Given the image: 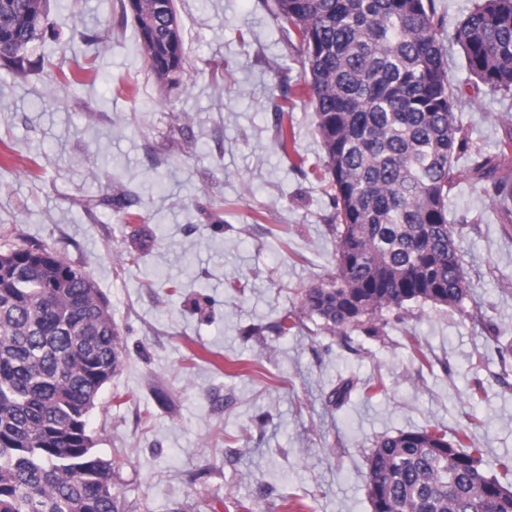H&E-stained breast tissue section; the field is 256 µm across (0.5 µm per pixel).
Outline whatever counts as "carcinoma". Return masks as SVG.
<instances>
[{
	"instance_id": "obj_1",
	"label": "carcinoma",
	"mask_w": 512,
	"mask_h": 512,
	"mask_svg": "<svg viewBox=\"0 0 512 512\" xmlns=\"http://www.w3.org/2000/svg\"><path fill=\"white\" fill-rule=\"evenodd\" d=\"M166 0H122L150 73L175 84L185 56ZM304 57L323 174L336 213V272L305 291L309 317L342 336H380L385 310L408 302L460 308L469 280L448 221L461 148L443 25L432 0H273ZM47 0H0L6 66L41 36ZM470 76L512 100V0H478L448 36ZM512 214V133L470 154ZM81 268L54 253H0V512H118L112 467L87 444V419L120 365L119 333ZM427 429L377 442L367 463L372 512H512V462Z\"/></svg>"
}]
</instances>
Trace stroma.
I'll return each instance as SVG.
<instances>
[{"label":"stroma","mask_w":512,"mask_h":512,"mask_svg":"<svg viewBox=\"0 0 512 512\" xmlns=\"http://www.w3.org/2000/svg\"><path fill=\"white\" fill-rule=\"evenodd\" d=\"M271 3L174 0L173 87L148 71L120 0L53 2L57 37L29 46L35 67H0V253L47 249L108 303L120 365L88 430L116 464L120 512H372L367 459L414 428L466 429L485 461L512 459L497 349L512 341V216L468 171L471 150L512 132V100L468 81L445 42L468 146L448 202L462 308L407 304L378 338L329 332L302 298L335 271V207L311 175L324 150L299 46ZM81 63L95 73L68 85ZM287 315L298 329L278 335Z\"/></svg>","instance_id":"stroma-1"}]
</instances>
